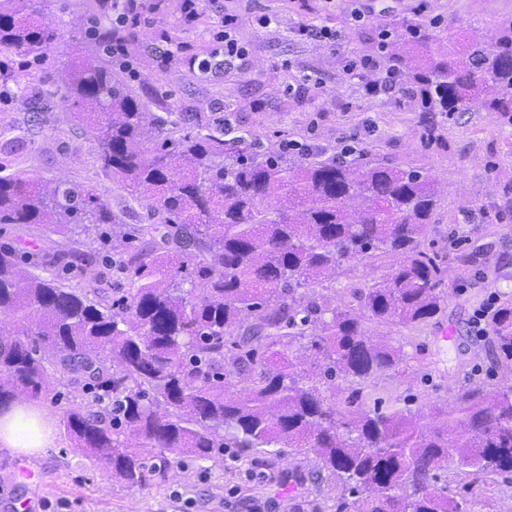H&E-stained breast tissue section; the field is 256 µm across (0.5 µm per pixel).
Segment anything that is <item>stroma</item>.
Returning a JSON list of instances; mask_svg holds the SVG:
<instances>
[{
	"label": "stroma",
	"instance_id": "stroma-1",
	"mask_svg": "<svg viewBox=\"0 0 512 512\" xmlns=\"http://www.w3.org/2000/svg\"><path fill=\"white\" fill-rule=\"evenodd\" d=\"M67 26L61 27L46 65L34 74L48 101L37 104L19 90L0 104V173L46 183L92 186L112 208L130 207V223L149 224L144 203L129 200L96 162L98 144L71 108L53 95L55 67L84 53L82 31L98 16L97 0H58ZM204 0L205 18L194 29L182 26L178 0H166L162 14L141 31L134 49L136 92H160L170 106L169 121L193 124L197 113L218 109L236 135L250 133L264 147L282 142L308 146L323 158L340 157L417 168L435 179L438 206L425 248L449 267L442 288L441 313L416 329L367 323L369 336H393L406 355L396 370L378 377L379 394L404 398L411 410L452 403L472 384L495 390L512 385V372L497 368L475 321L478 313L512 300V124L496 113L422 112L405 87L369 95L374 73H346L349 58L381 60L377 34L418 19L440 18V34L464 41L471 28L493 39L501 21L512 16V0ZM235 12V36L245 59L230 70L200 80L196 62L223 53L214 36L219 13ZM269 26H260V15ZM330 29L333 37L301 36L300 23ZM0 243L21 255L42 256L61 240L34 224H0ZM472 256L463 270L456 259ZM392 256L343 264L323 293L344 303L350 289L362 288L388 273ZM57 451L35 458L0 452V512H334V486L314 483L311 455H286L251 462L156 456L144 449L150 468L146 484L131 486L111 465L90 459L63 433L54 431ZM302 475L301 488L282 483L285 472Z\"/></svg>",
	"mask_w": 512,
	"mask_h": 512
}]
</instances>
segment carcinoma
<instances>
[{
    "label": "carcinoma",
    "instance_id": "1",
    "mask_svg": "<svg viewBox=\"0 0 512 512\" xmlns=\"http://www.w3.org/2000/svg\"><path fill=\"white\" fill-rule=\"evenodd\" d=\"M0 5V55L49 57L63 13L46 0ZM436 27L412 23L379 48L421 112H494L512 124V18L488 43L473 31L464 51L437 46ZM87 54L56 71V93L99 147L103 174L145 201L155 226L124 222L93 189L48 188L0 176V224H42L61 238L57 267L84 273L72 288L36 276L0 244V403L38 399L66 380L96 409L76 405L62 425L76 447L106 459L131 486L146 483L141 448L241 459L311 452L339 482L336 512H470L496 478L512 474V386L475 384L432 427L367 384L404 360L394 338L363 322L414 328L437 316L446 270L423 249L438 190L416 168L295 159L255 139L224 138V120L203 112L164 129L155 93L138 94L112 60V26L92 30ZM207 79L217 56L197 65ZM154 131L152 146L139 144ZM130 282L117 298L101 287L98 256ZM399 258L385 277L343 306L315 287L348 262ZM495 362L512 372V301L487 319ZM312 352L314 369L293 350ZM236 378L241 389H227ZM126 428L139 448L119 440ZM453 460L456 485L448 481Z\"/></svg>",
    "mask_w": 512,
    "mask_h": 512
}]
</instances>
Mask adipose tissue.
I'll list each match as a JSON object with an SVG mask.
<instances>
[{
    "mask_svg": "<svg viewBox=\"0 0 512 512\" xmlns=\"http://www.w3.org/2000/svg\"><path fill=\"white\" fill-rule=\"evenodd\" d=\"M0 450L11 455L47 456L55 450L52 418L30 401L0 407Z\"/></svg>",
    "mask_w": 512,
    "mask_h": 512,
    "instance_id": "adipose-tissue-1",
    "label": "adipose tissue"
}]
</instances>
